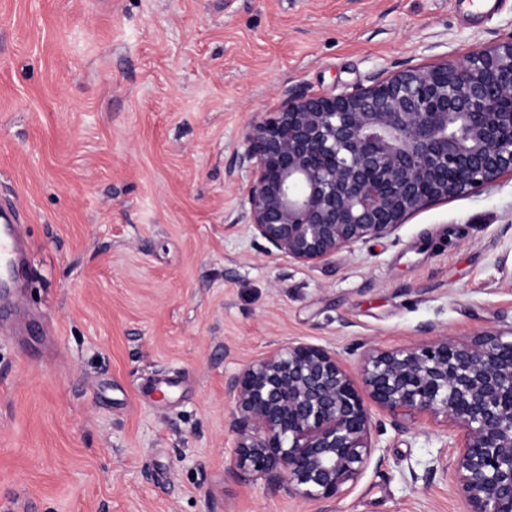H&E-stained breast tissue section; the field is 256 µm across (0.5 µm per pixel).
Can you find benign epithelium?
Masks as SVG:
<instances>
[{
    "mask_svg": "<svg viewBox=\"0 0 512 512\" xmlns=\"http://www.w3.org/2000/svg\"><path fill=\"white\" fill-rule=\"evenodd\" d=\"M251 233L300 264L394 233L413 213L512 179V37L457 63H396L338 95L288 91L245 135ZM229 473L302 501L350 493L390 425L442 424L467 512H512V327L381 349L356 370L290 342L225 387Z\"/></svg>",
    "mask_w": 512,
    "mask_h": 512,
    "instance_id": "benign-epithelium-1",
    "label": "benign epithelium"
}]
</instances>
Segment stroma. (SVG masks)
<instances>
[{
	"instance_id": "1",
	"label": "stroma",
	"mask_w": 512,
	"mask_h": 512,
	"mask_svg": "<svg viewBox=\"0 0 512 512\" xmlns=\"http://www.w3.org/2000/svg\"><path fill=\"white\" fill-rule=\"evenodd\" d=\"M512 38L450 0H0V205L30 261L0 335V512H464L443 428L378 436L339 502L228 472L225 384L301 341L356 366L512 327V180L299 264L253 237L249 126L285 90Z\"/></svg>"
}]
</instances>
